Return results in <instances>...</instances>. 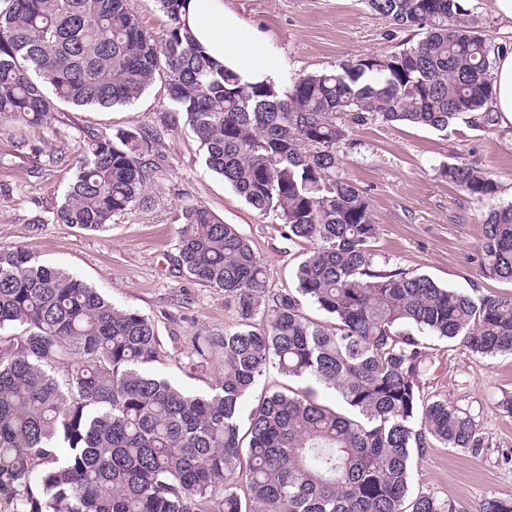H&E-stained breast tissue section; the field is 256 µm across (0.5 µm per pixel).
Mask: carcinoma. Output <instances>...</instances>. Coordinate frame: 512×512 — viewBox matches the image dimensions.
Wrapping results in <instances>:
<instances>
[{
	"label": "carcinoma",
	"mask_w": 512,
	"mask_h": 512,
	"mask_svg": "<svg viewBox=\"0 0 512 512\" xmlns=\"http://www.w3.org/2000/svg\"><path fill=\"white\" fill-rule=\"evenodd\" d=\"M127 0H0V119L41 126L62 104L128 106L158 76L168 126H186L205 166L311 247L296 287L274 293L237 228L182 208L173 266L234 300L237 322L195 342L222 354L208 392L150 370L154 322L19 247L0 248V500L15 512H454L410 492L413 453L435 440L484 451L474 419L425 397V337L481 356L512 353V295L477 299L380 264L367 194L341 173L340 145L370 117L444 132L496 125L495 46L465 0H365L422 38L288 84H249L196 42L189 0H156L143 28ZM149 129L83 141L63 202L36 224L104 232L158 168ZM441 174L477 201L498 183L478 163ZM482 278L512 283V203L492 208ZM326 320L310 317L304 304ZM310 385L259 391L269 368ZM333 390L339 412L315 399ZM476 512H512V496ZM128 7L145 28L159 32L166 26L167 18L155 0H128Z\"/></svg>",
	"instance_id": "obj_1"
}]
</instances>
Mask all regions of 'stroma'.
I'll return each mask as SVG.
<instances>
[{"label":"stroma","mask_w":512,"mask_h":512,"mask_svg":"<svg viewBox=\"0 0 512 512\" xmlns=\"http://www.w3.org/2000/svg\"><path fill=\"white\" fill-rule=\"evenodd\" d=\"M224 5L268 39L288 78L389 52L415 39L413 32L373 15L365 0H224ZM169 107L167 86L159 79L129 106H66L36 128L0 121V246L22 247L78 276L114 304L151 318L165 354L159 372L188 392L203 393L214 382L221 358L213 353L203 367L187 368L192 341L199 333H222L237 314L223 292L169 264L182 206H203L235 225L264 260L274 292L293 287V269L310 244L284 239L272 217L253 210L207 170L188 129L164 131ZM140 128L161 133L156 149L163 159L150 203L115 217L101 233L35 223V216L59 205L80 141ZM341 156L343 174L370 199L380 262L470 295H512L511 284L483 279L478 266L483 217L493 204L512 201L511 126L480 130L459 121L439 132L376 117L352 126ZM461 157L492 172L499 185L494 200L476 201L442 176L443 165ZM429 344L433 359L425 395L448 397L469 412L486 448L474 456L431 443L414 459L413 489L452 504L455 512H474L486 498L512 494V355L483 357L436 338Z\"/></svg>","instance_id":"1"}]
</instances>
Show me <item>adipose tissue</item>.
<instances>
[{
  "label": "adipose tissue",
  "mask_w": 512,
  "mask_h": 512,
  "mask_svg": "<svg viewBox=\"0 0 512 512\" xmlns=\"http://www.w3.org/2000/svg\"><path fill=\"white\" fill-rule=\"evenodd\" d=\"M195 38L224 66L248 83L282 84L280 57L263 36L225 9L224 0H191ZM494 95L491 107L503 125L512 126V52L499 53L494 60Z\"/></svg>",
  "instance_id": "adipose-tissue-1"
}]
</instances>
